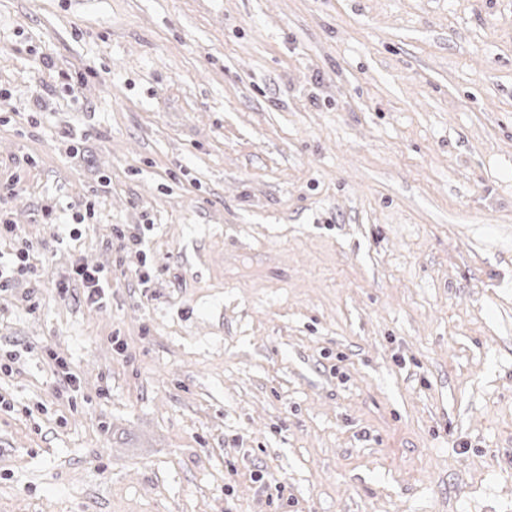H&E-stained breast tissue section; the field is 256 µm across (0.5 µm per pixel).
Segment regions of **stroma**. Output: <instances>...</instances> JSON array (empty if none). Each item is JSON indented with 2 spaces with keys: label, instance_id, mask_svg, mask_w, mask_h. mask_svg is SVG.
Masks as SVG:
<instances>
[{
  "label": "stroma",
  "instance_id": "35a3bbf8",
  "mask_svg": "<svg viewBox=\"0 0 512 512\" xmlns=\"http://www.w3.org/2000/svg\"><path fill=\"white\" fill-rule=\"evenodd\" d=\"M1 182L0 512H512V0H0ZM0 225V237L14 238L19 247L16 248L13 258L8 263H2L0 256V292L8 290L11 282L16 276H21L28 270L29 266V245L21 235L17 225L2 222ZM72 273V279L60 280L54 284V290L59 296L67 295L70 292V284L75 282L82 286L86 300L91 305L101 306L105 303V285L108 288L111 273L103 269H90L83 264L74 265ZM46 357L48 364L52 368L55 382L57 384V393L59 396H71V393L76 392V376L71 371L68 362L58 357L53 351L46 350Z\"/></svg>",
  "mask_w": 512,
  "mask_h": 512
}]
</instances>
